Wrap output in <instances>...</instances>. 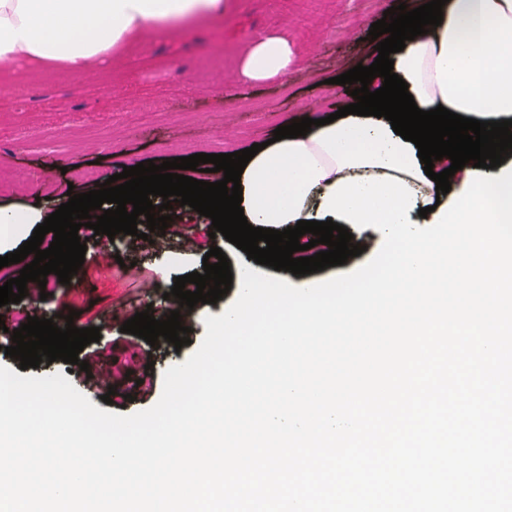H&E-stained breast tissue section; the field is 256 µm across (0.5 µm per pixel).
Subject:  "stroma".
I'll list each match as a JSON object with an SVG mask.
<instances>
[{
  "label": "stroma",
  "mask_w": 512,
  "mask_h": 512,
  "mask_svg": "<svg viewBox=\"0 0 512 512\" xmlns=\"http://www.w3.org/2000/svg\"><path fill=\"white\" fill-rule=\"evenodd\" d=\"M401 0H241L233 17L215 30H192L177 41L159 40L142 51L122 55L82 73L65 69L27 71L25 78L0 95V209L39 208L52 214L67 192L97 189L109 176L141 162L162 164L186 153L219 154L225 144L242 150L274 136L277 127L304 117L321 119L350 104L348 87L334 77L366 63L375 51L371 25ZM358 27L363 41L347 37ZM288 36L298 60L288 83L275 80L240 92L233 80L236 46L267 34ZM224 85L223 98L212 94ZM158 103L162 112L146 116L144 106ZM93 166L96 179L73 181L70 167ZM165 232L143 240L131 235L78 234L88 251L109 247L130 264L126 278H113L108 264L84 261L69 284L59 285L39 302L42 318L76 311V327L95 326L99 341L86 346L79 360L128 367L129 377L108 390L90 385L86 374L57 360L28 368V375L61 373L83 395L112 413L132 414L154 405L163 375L186 361L201 344L206 316L223 314L237 298L229 291L214 304H196L191 312L189 345L161 342L149 347L122 332L124 320L151 310L162 319L164 292L175 277L202 271L210 247L221 248L232 273H239L242 250L224 236H210V218L192 208L174 206ZM111 404H104V394Z\"/></svg>",
  "instance_id": "35a3bbf8"
}]
</instances>
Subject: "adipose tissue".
Wrapping results in <instances>:
<instances>
[{
	"label": "adipose tissue",
	"instance_id": "adipose-tissue-1",
	"mask_svg": "<svg viewBox=\"0 0 512 512\" xmlns=\"http://www.w3.org/2000/svg\"><path fill=\"white\" fill-rule=\"evenodd\" d=\"M236 0H0V60L84 72L115 53L232 17ZM440 26L394 53V71L421 110L437 106L480 121L512 119V0H447ZM297 52L270 35L238 48L239 87L288 81ZM393 176L432 203L418 150L389 121L347 115L259 151L241 175L248 223L317 219L324 197L346 178Z\"/></svg>",
	"mask_w": 512,
	"mask_h": 512
}]
</instances>
